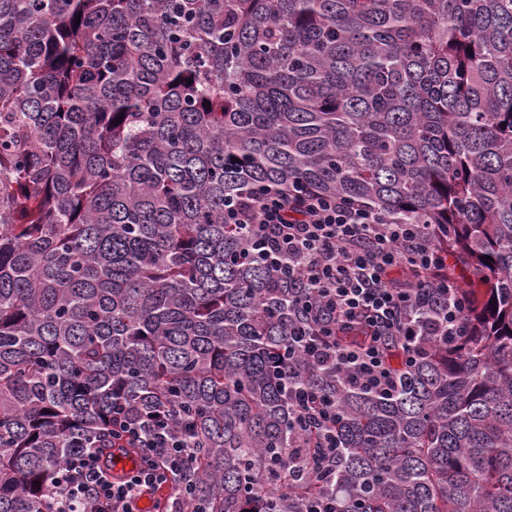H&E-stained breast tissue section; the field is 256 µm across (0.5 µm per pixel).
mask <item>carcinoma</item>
I'll return each instance as SVG.
<instances>
[{
	"label": "carcinoma",
	"mask_w": 512,
	"mask_h": 512,
	"mask_svg": "<svg viewBox=\"0 0 512 512\" xmlns=\"http://www.w3.org/2000/svg\"><path fill=\"white\" fill-rule=\"evenodd\" d=\"M268 189L451 259L389 390L293 342L301 265L224 222ZM117 400L174 408L192 512H512V0H0V512Z\"/></svg>",
	"instance_id": "carcinoma-1"
}]
</instances>
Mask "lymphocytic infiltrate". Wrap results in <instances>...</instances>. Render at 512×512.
Segmentation results:
<instances>
[{"instance_id": "1", "label": "lymphocytic infiltrate", "mask_w": 512, "mask_h": 512, "mask_svg": "<svg viewBox=\"0 0 512 512\" xmlns=\"http://www.w3.org/2000/svg\"><path fill=\"white\" fill-rule=\"evenodd\" d=\"M254 224L255 241L273 256L300 259L314 291L312 317L316 337H302L314 362L336 360L363 383L378 390L393 382L380 338H410L407 311L414 290L405 271L428 273L448 262L430 241L425 225L391 224L384 216L342 197L297 190L285 197L268 191L250 212L228 211L226 221ZM366 324L376 342L363 349L334 348L332 339L345 325ZM164 406L137 410L118 402L112 429L122 448L134 449L136 469L116 478L102 449L73 452L54 478L51 512H139L140 502L174 485L196 459L184 433L173 429Z\"/></svg>"}]
</instances>
